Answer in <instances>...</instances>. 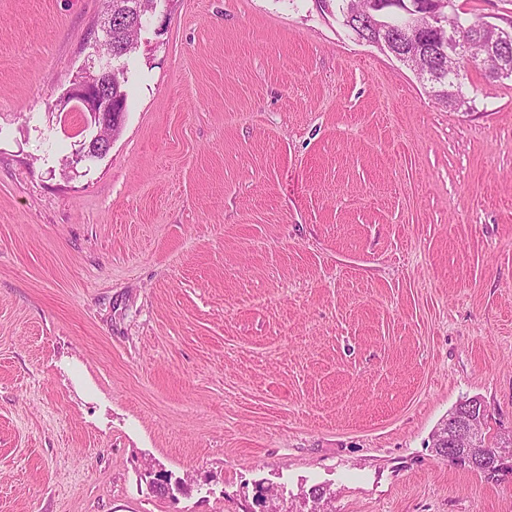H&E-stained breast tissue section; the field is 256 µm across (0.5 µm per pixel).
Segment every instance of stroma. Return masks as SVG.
<instances>
[{
  "label": "stroma",
  "mask_w": 512,
  "mask_h": 512,
  "mask_svg": "<svg viewBox=\"0 0 512 512\" xmlns=\"http://www.w3.org/2000/svg\"><path fill=\"white\" fill-rule=\"evenodd\" d=\"M108 10L0 0V512H512L432 439L512 432V79L456 109L317 0H160L81 162ZM110 63V61H107L105 66L99 65L96 74L92 73L94 71L86 72L84 77L75 82L67 92V103L74 101L75 104L71 112H87L91 117V122L97 128L110 127L113 130V128L122 125L124 112H113L112 104L113 106L115 103L124 105L126 112L127 92L125 84L128 80L125 76L127 71L124 72L123 68L113 65L115 70L112 74ZM121 127L116 130V134L119 133ZM101 129L90 139L85 147L84 154L77 157L78 161L101 158L107 154L112 145L113 135L112 138L104 141L100 137Z\"/></svg>",
  "instance_id": "35a3bbf8"
}]
</instances>
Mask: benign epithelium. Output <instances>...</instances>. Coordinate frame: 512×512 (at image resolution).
I'll use <instances>...</instances> for the list:
<instances>
[{
    "mask_svg": "<svg viewBox=\"0 0 512 512\" xmlns=\"http://www.w3.org/2000/svg\"><path fill=\"white\" fill-rule=\"evenodd\" d=\"M374 2L373 12L363 21L373 31L392 32L400 53L396 58L403 64L416 54L430 56L441 54L467 57L468 37L458 30H450L443 23L444 16L454 12L453 0H408L406 13L408 21L402 27H394L381 20L379 14L382 2ZM479 36L488 40L489 50L480 61L483 70L494 76L507 75L512 72V64L499 56L498 43H512V28L505 29L495 23L485 22L478 28ZM112 65L98 66V72H87L67 92V101L74 102L72 111L88 113L91 122L98 128H118L124 120V113L112 110ZM112 140L104 141L100 135H94L84 154L78 160L101 158L107 154ZM469 415L451 412L444 421L440 431V442L448 445V450L469 457L488 459L483 448L485 424L483 411L478 405L465 407Z\"/></svg>",
    "mask_w": 512,
    "mask_h": 512,
    "instance_id": "1",
    "label": "benign epithelium"
}]
</instances>
